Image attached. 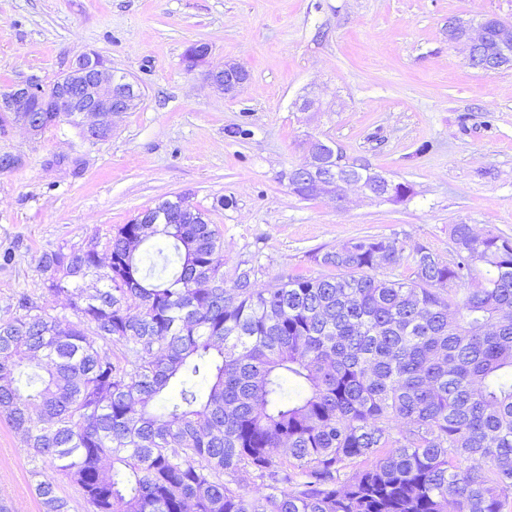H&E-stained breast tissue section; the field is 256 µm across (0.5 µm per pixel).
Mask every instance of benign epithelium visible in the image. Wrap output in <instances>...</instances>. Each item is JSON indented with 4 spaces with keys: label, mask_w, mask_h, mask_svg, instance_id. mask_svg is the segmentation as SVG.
Instances as JSON below:
<instances>
[{
    "label": "benign epithelium",
    "mask_w": 512,
    "mask_h": 512,
    "mask_svg": "<svg viewBox=\"0 0 512 512\" xmlns=\"http://www.w3.org/2000/svg\"><path fill=\"white\" fill-rule=\"evenodd\" d=\"M496 29L500 31L498 50L501 58L512 56V23L491 18ZM450 41L462 44L473 53V50L489 40V31L483 24L465 23L453 20L449 23ZM115 71L96 52L80 55L73 63L71 70L51 87L45 89L36 82L12 88L0 95V112H7L14 122L25 126L32 134L42 131L37 105L34 100L40 98L47 102L46 112L65 111L73 113L74 120L86 135L94 141L101 136L112 134V118L128 111L131 98L138 94L135 82L126 78L117 81L112 78ZM213 85L228 94L248 80V73L239 66L226 65L220 70L209 73ZM291 177L295 186H302L315 177L314 159L307 156L305 161L296 167ZM320 194H334L336 200L345 199V188L354 186L368 197H374L362 184L345 177L326 175L315 181Z\"/></svg>",
    "instance_id": "7a95c632"
}]
</instances>
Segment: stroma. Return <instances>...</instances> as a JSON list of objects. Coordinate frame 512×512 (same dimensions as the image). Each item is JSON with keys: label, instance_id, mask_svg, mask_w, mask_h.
Listing matches in <instances>:
<instances>
[{"label": "stroma", "instance_id": "obj_1", "mask_svg": "<svg viewBox=\"0 0 512 512\" xmlns=\"http://www.w3.org/2000/svg\"><path fill=\"white\" fill-rule=\"evenodd\" d=\"M512 21V0H0V93L51 86L95 51L137 81L139 104L94 143L61 124L0 133L20 158L0 174V320L28 296L63 311L38 267L47 251L105 248L120 225L176 194L224 237V275L254 268L265 288L316 276L314 253L373 235L447 257L453 225L512 237V69L469 66L449 20ZM207 43L204 66L184 53ZM248 73L235 93L208 73ZM317 112L298 111L307 92ZM244 136H232V129ZM340 148L412 192L381 202L304 199L288 176L309 141ZM225 206H217V199ZM24 441L0 421V501L39 512Z\"/></svg>", "mask_w": 512, "mask_h": 512}]
</instances>
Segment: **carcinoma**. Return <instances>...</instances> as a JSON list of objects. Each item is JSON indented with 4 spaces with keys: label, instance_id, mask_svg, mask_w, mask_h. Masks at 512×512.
<instances>
[{
    "label": "carcinoma",
    "instance_id": "1",
    "mask_svg": "<svg viewBox=\"0 0 512 512\" xmlns=\"http://www.w3.org/2000/svg\"><path fill=\"white\" fill-rule=\"evenodd\" d=\"M336 172L381 192L367 165ZM223 248L176 195L104 258L42 254L69 314L23 296L0 322V418L49 467L43 512H71L59 475L88 512H512L511 238L455 224L445 260L364 236L314 256L338 274L271 288L224 282ZM407 255L409 278L377 274ZM243 472L271 493L224 480Z\"/></svg>",
    "mask_w": 512,
    "mask_h": 512
}]
</instances>
